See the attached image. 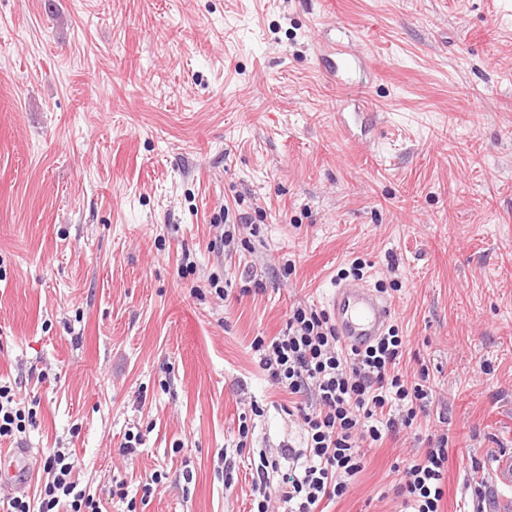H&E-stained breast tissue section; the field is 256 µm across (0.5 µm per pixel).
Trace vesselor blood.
<instances>
[{
	"instance_id": "vessel-or-blood-1",
	"label": "vessel or blood",
	"mask_w": 512,
	"mask_h": 512,
	"mask_svg": "<svg viewBox=\"0 0 512 512\" xmlns=\"http://www.w3.org/2000/svg\"><path fill=\"white\" fill-rule=\"evenodd\" d=\"M326 304L343 345L354 350L381 336L394 316L391 302L358 280L336 284Z\"/></svg>"
}]
</instances>
